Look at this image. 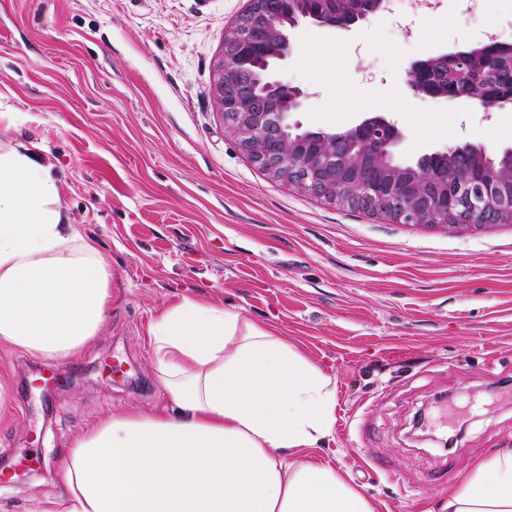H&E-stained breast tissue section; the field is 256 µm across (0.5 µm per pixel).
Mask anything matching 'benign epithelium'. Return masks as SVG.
<instances>
[{"instance_id": "obj_1", "label": "benign epithelium", "mask_w": 512, "mask_h": 512, "mask_svg": "<svg viewBox=\"0 0 512 512\" xmlns=\"http://www.w3.org/2000/svg\"><path fill=\"white\" fill-rule=\"evenodd\" d=\"M249 0L224 35L212 63L211 93L216 112L236 134L251 162L270 178L294 185L327 202L383 215L400 224H448L468 230L512 219V146L497 157L465 144L423 154L412 164L396 159L403 141L398 124L374 116L342 131H311L288 115L300 111L307 94L273 77L271 65L290 53L289 31L300 23L347 29L385 7L386 0ZM441 64L489 87L482 97L468 85L448 89L436 70ZM512 70V44L494 39L478 48L419 59L405 83L423 98L477 100L485 112L512 103L495 93L499 68ZM252 75L243 84L244 73Z\"/></svg>"}]
</instances>
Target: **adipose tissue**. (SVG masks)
<instances>
[{
    "mask_svg": "<svg viewBox=\"0 0 512 512\" xmlns=\"http://www.w3.org/2000/svg\"><path fill=\"white\" fill-rule=\"evenodd\" d=\"M111 284L51 166L22 143L0 150V347L78 357ZM147 336L164 406L81 432L63 494L39 512H375L341 471L297 456L333 435V374L272 328L192 297L163 306ZM446 512H512V448L474 462Z\"/></svg>",
    "mask_w": 512,
    "mask_h": 512,
    "instance_id": "obj_1",
    "label": "adipose tissue"
}]
</instances>
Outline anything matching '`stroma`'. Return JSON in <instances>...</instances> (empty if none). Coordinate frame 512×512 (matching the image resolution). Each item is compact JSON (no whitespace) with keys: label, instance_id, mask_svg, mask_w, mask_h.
<instances>
[{"label":"stroma","instance_id":"obj_1","mask_svg":"<svg viewBox=\"0 0 512 512\" xmlns=\"http://www.w3.org/2000/svg\"><path fill=\"white\" fill-rule=\"evenodd\" d=\"M248 0H0V147L52 165L60 201L112 267L102 331L44 395V361L0 348V512L63 491L71 443L112 413L162 405L147 327L192 296L274 327L336 377L334 440L376 512H443L470 465L512 448V223L398 224L276 182L214 111L211 65ZM512 43V0H402L348 30L300 24L277 79L304 128L383 115L399 156L512 145V105L419 98V58Z\"/></svg>","mask_w":512,"mask_h":512}]
</instances>
